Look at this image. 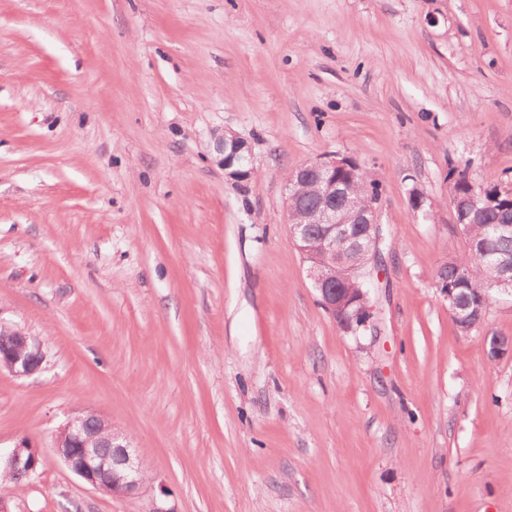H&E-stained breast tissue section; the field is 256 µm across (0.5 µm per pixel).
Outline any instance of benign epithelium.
Returning <instances> with one entry per match:
<instances>
[{"instance_id": "obj_1", "label": "benign epithelium", "mask_w": 512, "mask_h": 512, "mask_svg": "<svg viewBox=\"0 0 512 512\" xmlns=\"http://www.w3.org/2000/svg\"><path fill=\"white\" fill-rule=\"evenodd\" d=\"M222 154L224 177L233 182L248 180L254 172L251 151L241 137L224 133L217 141ZM355 162L340 153H330L295 167L288 176L286 209L289 230L295 245L307 263V276L319 297L320 304L338 317L343 332L354 337L366 329L372 309L367 292L349 284L364 278L362 268L346 260L348 250L360 248L380 255L382 227L378 222L379 199L363 197L345 183V173H355ZM310 183L316 187L322 203L309 216L307 223L318 224L321 232L312 236L303 223L293 222L298 207L295 187ZM450 205L456 224H473L484 215V208L472 195L451 192ZM499 275L495 281L498 291L512 296V257L498 261ZM485 307L465 309L457 315L461 329L484 319ZM0 334L9 343L0 347V371L6 370L17 378L30 377L43 368L45 354L41 342L18 325L0 322ZM54 448L67 468L93 489L112 496H128L143 484L141 462L134 455L128 437L108 420L92 411L72 415L55 436ZM102 448L112 452L104 455ZM41 463L38 448L22 440L3 460L4 469L19 479L33 477Z\"/></svg>"}]
</instances>
